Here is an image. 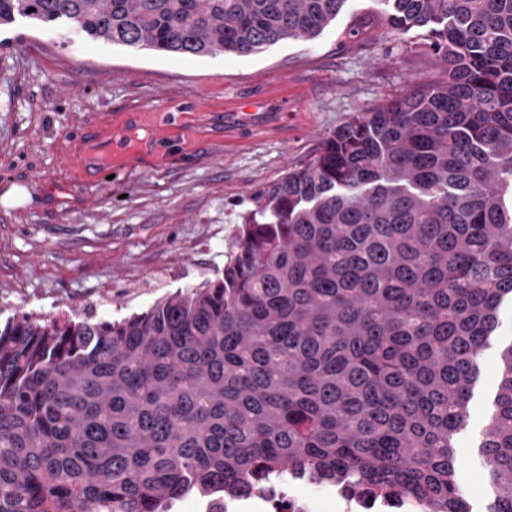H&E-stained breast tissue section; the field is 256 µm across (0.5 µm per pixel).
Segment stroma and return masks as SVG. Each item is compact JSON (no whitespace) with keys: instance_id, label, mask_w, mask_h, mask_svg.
Instances as JSON below:
<instances>
[{"instance_id":"35a3bbf8","label":"stroma","mask_w":512,"mask_h":512,"mask_svg":"<svg viewBox=\"0 0 512 512\" xmlns=\"http://www.w3.org/2000/svg\"><path fill=\"white\" fill-rule=\"evenodd\" d=\"M374 0H347L318 37L248 57L131 50L25 19L0 27V322L15 312L93 309L121 319L213 279L253 194L315 156L351 113L371 110L441 66L423 32L390 37ZM361 24L359 43L343 32ZM512 343V302L480 358L456 439L457 482L489 512L480 455Z\"/></svg>"}]
</instances>
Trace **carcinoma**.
<instances>
[{"label":"carcinoma","instance_id":"1","mask_svg":"<svg viewBox=\"0 0 512 512\" xmlns=\"http://www.w3.org/2000/svg\"><path fill=\"white\" fill-rule=\"evenodd\" d=\"M346 0H0L131 49L250 56ZM444 79L355 112L253 195L224 270L120 320L0 324V512H167L283 473L467 512L453 448L512 299V0H379ZM481 456L512 512V342Z\"/></svg>","mask_w":512,"mask_h":512}]
</instances>
